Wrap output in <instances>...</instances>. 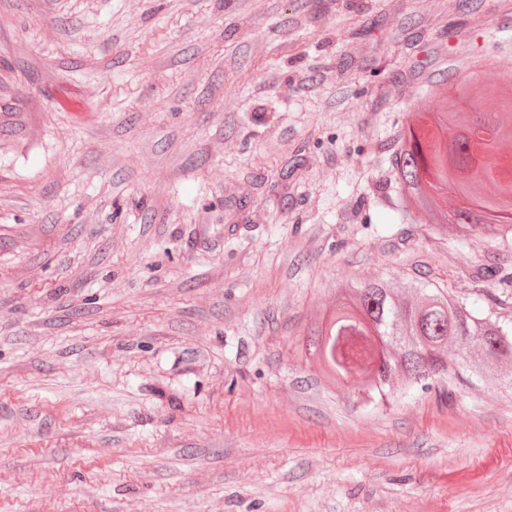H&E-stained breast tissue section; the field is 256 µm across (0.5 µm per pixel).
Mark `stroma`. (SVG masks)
<instances>
[{"mask_svg":"<svg viewBox=\"0 0 512 512\" xmlns=\"http://www.w3.org/2000/svg\"><path fill=\"white\" fill-rule=\"evenodd\" d=\"M510 19L0 0V512H512L511 395L375 404L305 347L377 277L512 321V244L405 223L395 165Z\"/></svg>","mask_w":512,"mask_h":512,"instance_id":"35a3bbf8","label":"stroma"}]
</instances>
